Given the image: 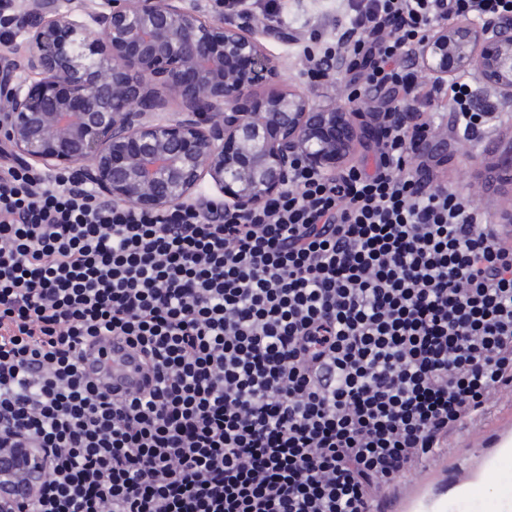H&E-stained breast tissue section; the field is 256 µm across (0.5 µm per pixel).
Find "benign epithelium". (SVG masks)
Returning a JSON list of instances; mask_svg holds the SVG:
<instances>
[{"instance_id": "1", "label": "benign epithelium", "mask_w": 512, "mask_h": 512, "mask_svg": "<svg viewBox=\"0 0 512 512\" xmlns=\"http://www.w3.org/2000/svg\"><path fill=\"white\" fill-rule=\"evenodd\" d=\"M10 7L0 25L21 23L25 40L0 57V153L39 175L70 172L102 204L162 213L207 187L209 217L248 211L301 167L341 175L372 125L356 94L316 104L288 89L253 105L250 89L277 69L259 41L272 30L245 0H216L211 18L187 0ZM419 63L437 84L467 73L512 102V19L435 24ZM496 169L512 181V142ZM48 462L33 439L0 443V512L38 496Z\"/></svg>"}]
</instances>
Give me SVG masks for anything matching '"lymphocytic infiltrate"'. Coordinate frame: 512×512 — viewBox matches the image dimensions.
I'll use <instances>...</instances> for the list:
<instances>
[{
	"label": "lymphocytic infiltrate",
	"instance_id": "f902f5d3",
	"mask_svg": "<svg viewBox=\"0 0 512 512\" xmlns=\"http://www.w3.org/2000/svg\"><path fill=\"white\" fill-rule=\"evenodd\" d=\"M512 0H368L339 36L378 108L374 166L300 172L247 213L111 207L28 171L0 177V431L51 456L26 512H392L449 436L512 391V230L406 157L469 83L411 59L451 16ZM122 343L116 394L87 352ZM84 366L87 372L98 373L96 376L111 389L130 390L135 388L139 381L135 361L120 345L111 347L107 359L98 357L97 353L87 355Z\"/></svg>",
	"mask_w": 512,
	"mask_h": 512
}]
</instances>
